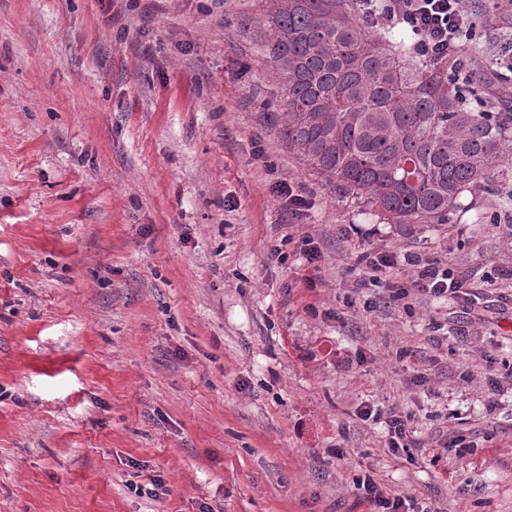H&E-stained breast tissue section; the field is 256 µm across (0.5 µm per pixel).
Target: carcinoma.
I'll return each mask as SVG.
<instances>
[{
    "instance_id": "1",
    "label": "carcinoma",
    "mask_w": 512,
    "mask_h": 512,
    "mask_svg": "<svg viewBox=\"0 0 512 512\" xmlns=\"http://www.w3.org/2000/svg\"><path fill=\"white\" fill-rule=\"evenodd\" d=\"M288 150L339 202L383 224H449L512 170V112L466 105L448 63L367 28L356 0H266Z\"/></svg>"
}]
</instances>
